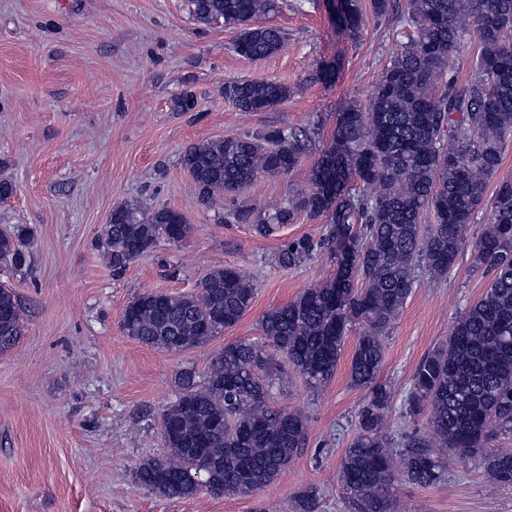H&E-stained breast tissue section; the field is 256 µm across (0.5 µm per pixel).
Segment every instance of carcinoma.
<instances>
[{
  "instance_id": "obj_1",
  "label": "carcinoma",
  "mask_w": 512,
  "mask_h": 512,
  "mask_svg": "<svg viewBox=\"0 0 512 512\" xmlns=\"http://www.w3.org/2000/svg\"><path fill=\"white\" fill-rule=\"evenodd\" d=\"M202 25L237 29L233 51L261 61L285 47L284 32L256 19L277 0H189ZM354 39L364 25L361 0H345L339 17ZM411 34L391 53L367 103L337 113L329 143L310 168L309 188L272 210L240 208L224 218L252 224L263 236L302 214L329 217L324 241L332 277L266 311L261 339L227 344L204 373L183 369L178 397L162 414L163 455L145 459L135 481L166 499L201 489L249 497L273 483L307 447V418L271 400L273 357L281 356L314 389L335 374L349 330L363 327L349 377L367 391L356 433L339 468L357 512H394L392 485L406 479L431 487L446 480L444 457L480 456L489 480L512 487V453L485 452L498 432H512V181L499 183L486 224L472 243L474 267L491 273L480 298L455 321L448 339L427 354L404 399L406 413L427 422V436L398 444L385 430L394 401L381 380L385 339L414 291L415 270L448 274L463 254L469 224L484 209V189L512 139V0H406L400 17ZM474 25L480 49L464 81L452 64L462 33ZM287 86L224 82V99L241 112H263L288 99ZM304 130H264L194 144L183 156L201 201L223 208L233 193L262 175H285L309 152ZM192 231L171 209L117 205L100 247L116 272L164 238ZM18 232H0V259L25 268L29 252ZM307 238L285 243L280 266L303 263ZM254 288L235 268L211 271L195 294L145 292L124 308L127 336L183 352L207 344L249 310ZM15 292L0 286V355L24 335Z\"/></svg>"
}]
</instances>
